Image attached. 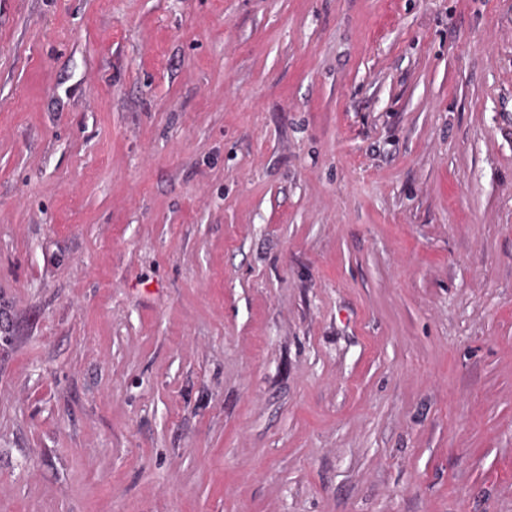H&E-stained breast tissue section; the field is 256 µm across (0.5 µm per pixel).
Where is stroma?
Listing matches in <instances>:
<instances>
[{"label": "stroma", "mask_w": 512, "mask_h": 512, "mask_svg": "<svg viewBox=\"0 0 512 512\" xmlns=\"http://www.w3.org/2000/svg\"><path fill=\"white\" fill-rule=\"evenodd\" d=\"M0 512H512V0H0Z\"/></svg>", "instance_id": "stroma-1"}]
</instances>
